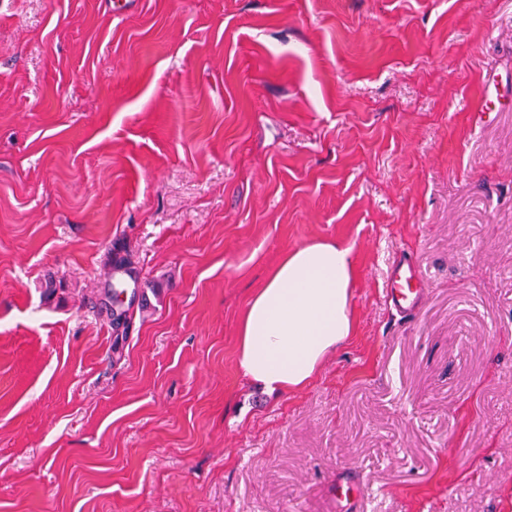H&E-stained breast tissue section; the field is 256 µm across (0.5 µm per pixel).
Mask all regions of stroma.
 <instances>
[{"instance_id":"obj_1","label":"stroma","mask_w":512,"mask_h":512,"mask_svg":"<svg viewBox=\"0 0 512 512\" xmlns=\"http://www.w3.org/2000/svg\"><path fill=\"white\" fill-rule=\"evenodd\" d=\"M110 8L0 0V512H512V0ZM317 240L355 333L270 395L238 324ZM389 282L386 304L400 314H412L425 288L416 260L406 255L397 257L390 268Z\"/></svg>"}]
</instances>
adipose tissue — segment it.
I'll use <instances>...</instances> for the list:
<instances>
[{
	"instance_id": "ef3b65f1",
	"label": "adipose tissue",
	"mask_w": 512,
	"mask_h": 512,
	"mask_svg": "<svg viewBox=\"0 0 512 512\" xmlns=\"http://www.w3.org/2000/svg\"><path fill=\"white\" fill-rule=\"evenodd\" d=\"M352 249L317 241L285 252L253 293L238 329L237 367L266 393L304 389L354 332Z\"/></svg>"
}]
</instances>
